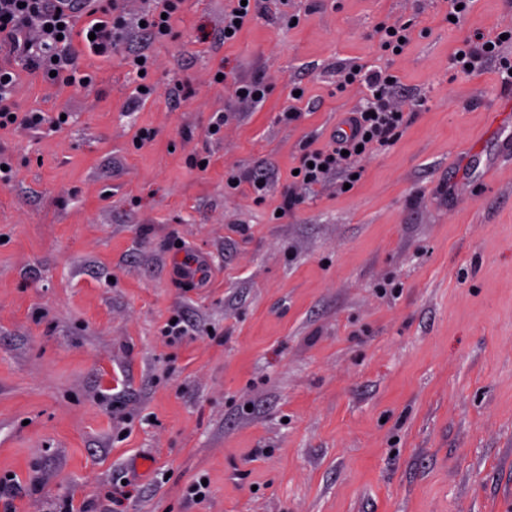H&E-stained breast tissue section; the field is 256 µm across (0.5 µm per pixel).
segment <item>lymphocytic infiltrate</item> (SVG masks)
<instances>
[{"label":"lymphocytic infiltrate","mask_w":512,"mask_h":512,"mask_svg":"<svg viewBox=\"0 0 512 512\" xmlns=\"http://www.w3.org/2000/svg\"><path fill=\"white\" fill-rule=\"evenodd\" d=\"M118 8V0H0V55L23 60L30 71L56 74L70 85L82 84L86 76L71 47L74 15L81 9L91 15L86 26L91 37L85 45L91 54L108 57L121 35L112 21ZM336 77L342 86L360 82L368 96L347 118L350 134H334L323 148L303 145L296 181L306 187L336 172L353 183L362 154L391 145L404 124L403 113L390 106L398 84L395 75L381 68L341 67ZM16 81L15 70L0 65V129L17 124L40 129L44 113L15 110Z\"/></svg>","instance_id":"lymphocytic-infiltrate-1"}]
</instances>
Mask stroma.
Here are the masks:
<instances>
[{"label": "stroma", "mask_w": 512, "mask_h": 512, "mask_svg": "<svg viewBox=\"0 0 512 512\" xmlns=\"http://www.w3.org/2000/svg\"><path fill=\"white\" fill-rule=\"evenodd\" d=\"M228 3L176 0L157 40L137 24L153 0H123L110 58L73 39L87 83L17 70V111L50 122L0 129L15 512L68 496L108 512L124 476L122 512H512V85L500 59L453 63L468 36L512 32V0L456 22L446 0H264L226 42ZM406 21L404 51L383 50L378 28ZM139 49L142 79L125 63ZM353 64L397 76L407 123L353 189L295 186L301 145L364 101L336 85ZM256 76L253 108L233 85ZM188 255L199 283L176 278ZM177 311L192 330L172 342ZM200 475L201 501L186 494ZM234 94L237 100L249 103L254 107L263 105L268 95V87L260 77L235 85Z\"/></svg>", "instance_id": "stroma-1"}]
</instances>
